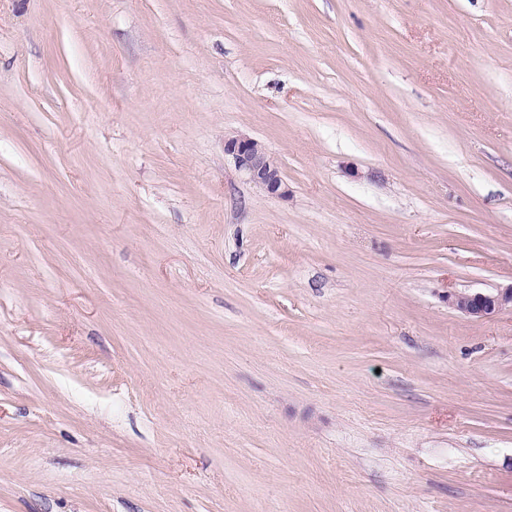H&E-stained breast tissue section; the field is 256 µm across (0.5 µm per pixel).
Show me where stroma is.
Wrapping results in <instances>:
<instances>
[{
    "label": "stroma",
    "instance_id": "35a3bbf8",
    "mask_svg": "<svg viewBox=\"0 0 512 512\" xmlns=\"http://www.w3.org/2000/svg\"><path fill=\"white\" fill-rule=\"evenodd\" d=\"M509 283L512 0H0V512H512ZM224 154L234 167L272 197H284L288 187L283 182L276 161L256 140L229 137L224 140ZM448 303L473 319H491L503 310L512 311V283L492 291L458 292L448 296Z\"/></svg>",
    "mask_w": 512,
    "mask_h": 512
}]
</instances>
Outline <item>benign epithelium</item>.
I'll use <instances>...</instances> for the list:
<instances>
[{
  "mask_svg": "<svg viewBox=\"0 0 512 512\" xmlns=\"http://www.w3.org/2000/svg\"><path fill=\"white\" fill-rule=\"evenodd\" d=\"M224 154L234 167L272 197L288 195L276 161L256 140L229 137L224 140ZM448 303L473 319H490L503 310H512V283L491 291L458 292L448 295Z\"/></svg>",
  "mask_w": 512,
  "mask_h": 512,
  "instance_id": "7a95c632",
  "label": "benign epithelium"
}]
</instances>
